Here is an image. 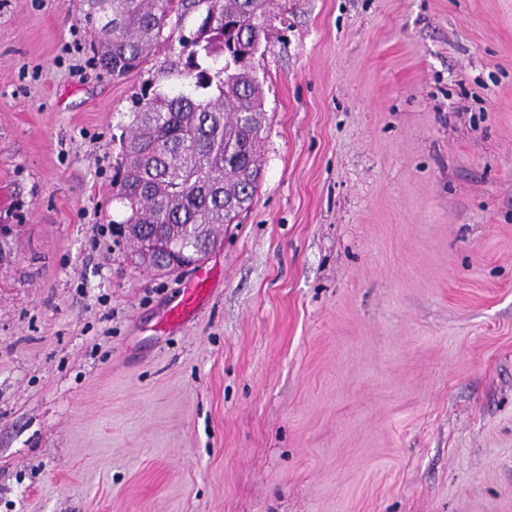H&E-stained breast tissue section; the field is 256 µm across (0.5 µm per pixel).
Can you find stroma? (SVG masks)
<instances>
[{
    "label": "stroma",
    "instance_id": "obj_1",
    "mask_svg": "<svg viewBox=\"0 0 512 512\" xmlns=\"http://www.w3.org/2000/svg\"><path fill=\"white\" fill-rule=\"evenodd\" d=\"M0 0V512H512V0H274L252 208L188 274L113 232L160 46ZM211 268L200 266L179 298L168 305L162 313L160 323L164 328L177 327L192 318L205 304L212 292Z\"/></svg>",
    "mask_w": 512,
    "mask_h": 512
}]
</instances>
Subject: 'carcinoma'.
Returning <instances> with one entry per match:
<instances>
[{
  "label": "carcinoma",
  "mask_w": 512,
  "mask_h": 512,
  "mask_svg": "<svg viewBox=\"0 0 512 512\" xmlns=\"http://www.w3.org/2000/svg\"><path fill=\"white\" fill-rule=\"evenodd\" d=\"M94 44L106 71L123 77L150 60L172 16L194 0H86ZM210 25L178 40L163 70L194 80V89L154 90L131 113L114 199L119 227L162 233L188 256L204 253L196 225L217 230L250 209L262 179L261 85L240 64L266 39L271 0H200Z\"/></svg>",
  "instance_id": "cac0c4a2"
}]
</instances>
